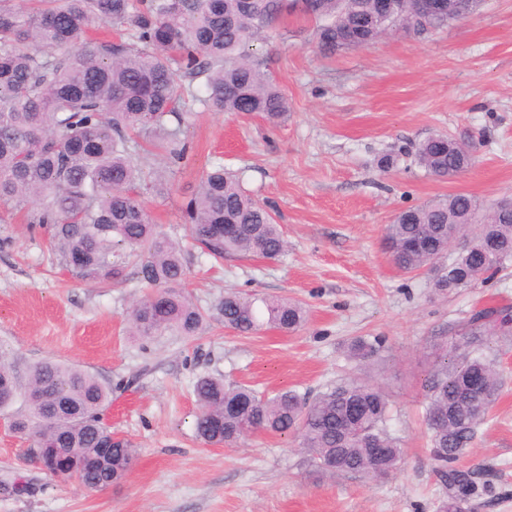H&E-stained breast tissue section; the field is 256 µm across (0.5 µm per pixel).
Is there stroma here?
<instances>
[{"label": "stroma", "mask_w": 512, "mask_h": 512, "mask_svg": "<svg viewBox=\"0 0 512 512\" xmlns=\"http://www.w3.org/2000/svg\"><path fill=\"white\" fill-rule=\"evenodd\" d=\"M253 52L286 96L288 121L212 111L200 101L205 77L184 78L190 152L165 190L143 201L183 247L181 287L199 308L228 291L287 298L306 308V324L246 335L211 319L193 338L143 341L126 319L146 293L135 265L89 284L66 270L44 231L18 217L0 223V345L20 374L61 360L110 386L105 420L137 449L122 482L88 490L53 481L25 460L23 440L0 431V512H435L444 489L429 454L424 386L439 345L456 341L472 313L512 306V266L448 296L435 290V271H398L382 238L399 211L437 196L512 193V0H482L473 17L425 38L397 34L326 56L313 24L292 16ZM438 132L473 137L476 147L475 164L450 181L414 160V143ZM386 155L395 160L387 169ZM217 161L271 207L289 242L279 259L217 260L191 240L182 207ZM358 337L381 343L363 371L388 394V430L403 450L387 477L320 474L289 435L233 448L196 438L198 377L313 397L363 372L345 356ZM487 355L504 383L462 460L489 484L469 512H512V339L493 337Z\"/></svg>", "instance_id": "35a3bbf8"}]
</instances>
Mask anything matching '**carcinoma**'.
<instances>
[{
	"instance_id": "carcinoma-1",
	"label": "carcinoma",
	"mask_w": 512,
	"mask_h": 512,
	"mask_svg": "<svg viewBox=\"0 0 512 512\" xmlns=\"http://www.w3.org/2000/svg\"><path fill=\"white\" fill-rule=\"evenodd\" d=\"M398 2L400 12L390 19L379 14L376 0H25L22 7L0 0V206L43 228L63 263L83 255L84 264L70 271L87 283L111 282L136 258L138 278L152 288L129 312L136 336L168 330L195 336L211 318L245 334L297 330L305 320L297 302L227 292L206 312L177 288L185 275L182 248L158 229L142 201L162 189V177L133 144L145 141L170 173L180 169L189 150L179 136L181 75H206L202 102L217 112L284 122L287 98L249 55L284 16L298 12L314 21L319 48L328 54L345 31L357 34L360 48L390 31L422 37L468 17L464 0H450L446 13L425 22L414 19L412 0ZM108 26L130 27L133 34L128 41L96 36ZM414 158L439 180L475 163L461 140L444 133L419 142ZM184 213L191 238L216 258L277 259L287 249L271 210L220 162L202 175ZM453 240L464 248L448 251ZM383 241L404 273L448 260L436 287L459 292L512 265V215L504 219L493 204L449 194L401 211L385 226ZM511 335L512 310H481L462 340L442 348V365L426 385L430 456L446 490L436 512H467L488 491L456 463L501 392V373L483 347L494 336ZM379 348V340L360 338L347 356L368 362ZM194 394L196 435L211 446L237 445L256 433L292 434L323 473L372 480L402 461L386 427L389 399L368 378L309 399L292 389L265 396L208 375L197 379ZM111 399L112 390L92 374L53 360L36 365L23 384L0 353V412L11 414V429L32 441L26 457L48 474L49 448H67L85 464L108 446L104 467L85 473L88 487L125 478L136 449L114 438L104 422ZM372 448L385 449L376 466Z\"/></svg>"
}]
</instances>
